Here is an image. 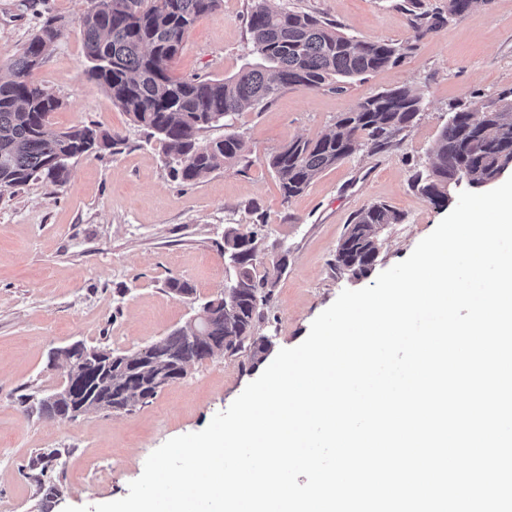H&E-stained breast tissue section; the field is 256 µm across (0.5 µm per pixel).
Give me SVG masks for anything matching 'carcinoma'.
<instances>
[{
	"label": "carcinoma",
	"mask_w": 512,
	"mask_h": 512,
	"mask_svg": "<svg viewBox=\"0 0 512 512\" xmlns=\"http://www.w3.org/2000/svg\"><path fill=\"white\" fill-rule=\"evenodd\" d=\"M91 2L79 22L86 77L163 145L173 177L187 184L246 159L247 143L230 123L244 110L266 106L289 86H331L341 91L343 83L397 63L411 49L407 43L348 37L333 23L287 8L273 9L268 0H253L246 26L264 64L245 67L225 79H177L169 73V62L183 48L196 21L223 0H109L106 6L101 0ZM408 3L418 10L411 22L415 37L435 31L443 22L440 14L420 11L421 0ZM62 34L61 20L48 18L0 64L8 71V76L0 77L1 187H23L39 179L61 185L73 160L115 150L123 142L119 134L93 123L58 132L49 128V115L61 107V101L31 83L29 75ZM421 107L422 96L406 88L371 95L340 113L319 138L296 139L271 153L267 166L289 200L358 149L376 153L390 148ZM221 126L224 135L200 138L201 131ZM433 155L430 169L416 174L415 185L437 206L448 204V186L462 179L479 188L496 182L512 170V102L502 98L484 103L477 120L467 110L452 113ZM401 220L399 212L383 203L359 211L336 248V270L367 276L379 256L378 231ZM260 253L256 232L234 227L225 232L224 254L237 286L234 300L210 312L204 337L188 341L170 333L167 342L173 355L191 363L212 357L216 349L230 356L246 351L254 366L267 358L271 343L253 335L255 320L270 303L274 288L268 275H257ZM86 350L83 358L63 361L64 376L80 379L88 372L96 374L89 394L101 409L128 411L158 394L146 385L139 396L130 397L133 377L117 371L120 366L136 367L144 359L142 351L115 353L104 346ZM82 396L79 388L71 400L42 399L38 412L61 417Z\"/></svg>",
	"instance_id": "1"
}]
</instances>
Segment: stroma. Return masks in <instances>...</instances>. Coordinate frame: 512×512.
<instances>
[{"label":"stroma","mask_w":512,"mask_h":512,"mask_svg":"<svg viewBox=\"0 0 512 512\" xmlns=\"http://www.w3.org/2000/svg\"><path fill=\"white\" fill-rule=\"evenodd\" d=\"M252 0H223L187 36L170 72L178 78H227L257 63L245 17ZM310 13L358 39L416 46L396 64L348 81L343 91L294 87L261 109L237 115L249 147L245 160L198 182L181 183L164 164L161 146L83 75L80 17L91 0H0V56L21 48L49 17L62 36L31 79L62 105L50 127L96 122L125 142L75 160L64 185L0 186V512H95L128 494L148 455L170 438L204 429L255 380L263 365L246 356L214 355L189 364L184 379L126 412L96 411L70 420L27 408L64 380L48 363L52 349L80 341L133 351L164 339L190 321L199 302L219 294L228 278L224 233L257 232L261 272L275 283L255 327L274 349L307 337L312 321L343 289L373 277L338 273L336 247L347 224L376 202L401 223L378 233L376 271L406 259L446 216L413 183L432 163V148L449 113L479 112L499 97L512 101V0H481L465 15L447 14L448 0H423L446 21L415 37L403 0H271ZM409 88L422 96L417 120L388 151H359L284 200L266 164L268 154L323 135L339 113L382 91ZM288 266L277 270L279 253ZM188 280L195 300L168 288ZM60 449L46 477L59 502L44 498L40 454Z\"/></svg>","instance_id":"1"}]
</instances>
